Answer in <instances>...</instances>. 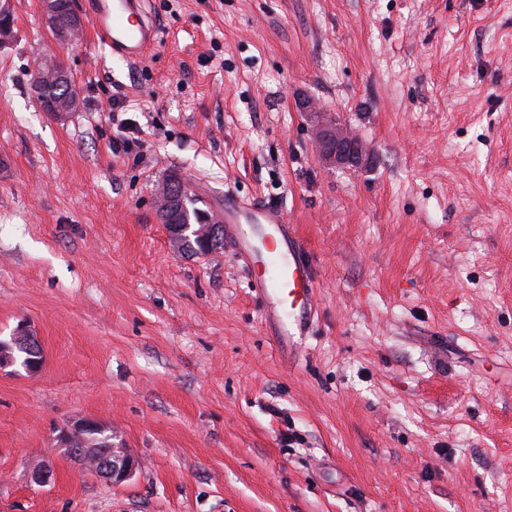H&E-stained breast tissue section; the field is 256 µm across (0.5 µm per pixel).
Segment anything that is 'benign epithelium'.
<instances>
[{"label": "benign epithelium", "instance_id": "7a95c632", "mask_svg": "<svg viewBox=\"0 0 512 512\" xmlns=\"http://www.w3.org/2000/svg\"><path fill=\"white\" fill-rule=\"evenodd\" d=\"M10 0L0 3V45L9 43L13 27V16L9 7ZM61 100L64 104L49 108L44 99H39L43 110L54 112H70L78 102V97L72 90V84L63 86ZM317 140L321 147L322 156L338 164L359 166L367 161V155L362 145L357 144L346 135L343 128L332 123L321 124L317 128ZM180 180L174 178L165 183L156 193V206L159 212H173L182 202L179 188ZM21 341L25 344L29 357L22 364H17L12 354L11 343ZM43 364L42 350L37 338L25 324L15 329L13 336L0 339V371L8 368L17 371L22 368L28 373L40 370ZM59 441L69 447L71 452L81 460L90 463L95 472L113 485H121L130 480L139 468V460L123 444L115 441L112 430L104 428L99 423L87 418H75L62 429L58 435Z\"/></svg>", "mask_w": 512, "mask_h": 512}]
</instances>
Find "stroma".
<instances>
[{
  "label": "stroma",
  "instance_id": "1",
  "mask_svg": "<svg viewBox=\"0 0 512 512\" xmlns=\"http://www.w3.org/2000/svg\"><path fill=\"white\" fill-rule=\"evenodd\" d=\"M158 43L56 38L12 0L0 51V512H512V0H149ZM62 60L73 112L43 111ZM125 100L145 157L112 153ZM363 142L323 162L315 118ZM283 210L318 317L277 335L232 239L199 256L158 188ZM94 420L113 485L57 440ZM53 476L34 483L30 467ZM180 180L174 178L165 183L156 193V206L159 212H173L182 202V193L179 188ZM17 340L23 342L27 352L33 356L29 355L21 366L17 365L16 358L12 354V346L9 344L11 341L16 343ZM37 342V338L33 336L26 324L18 325L9 339L0 338V371L12 368L11 372H15L17 368H22L28 373L38 372L43 364V355ZM85 433H98L102 437L88 438ZM59 441L69 447L82 461L89 462L95 472L113 485L130 480L139 468V460L123 444L115 441L112 429L87 418H74L58 435ZM101 443L93 444L95 441ZM76 447H80L77 450Z\"/></svg>",
  "mask_w": 512,
  "mask_h": 512
}]
</instances>
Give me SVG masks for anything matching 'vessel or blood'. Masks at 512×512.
<instances>
[{
    "mask_svg": "<svg viewBox=\"0 0 512 512\" xmlns=\"http://www.w3.org/2000/svg\"><path fill=\"white\" fill-rule=\"evenodd\" d=\"M93 27L114 53L136 62L157 40L144 0H91ZM224 229L233 239L246 266L263 267L257 280L260 293L274 292L288 311V326L306 334L316 309L315 269L285 214L265 206L240 202L225 195L220 203Z\"/></svg>",
    "mask_w": 512,
    "mask_h": 512,
    "instance_id": "b4317fda",
    "label": "vessel or blood"
}]
</instances>
